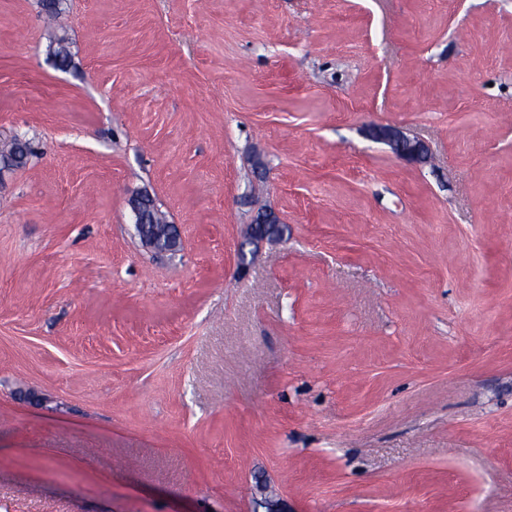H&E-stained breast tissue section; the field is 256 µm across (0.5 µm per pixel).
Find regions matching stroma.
Masks as SVG:
<instances>
[{"instance_id":"1","label":"stroma","mask_w":512,"mask_h":512,"mask_svg":"<svg viewBox=\"0 0 512 512\" xmlns=\"http://www.w3.org/2000/svg\"><path fill=\"white\" fill-rule=\"evenodd\" d=\"M15 134L0 512H512V0H0ZM375 136L387 142L394 153L409 159H422L426 153L424 145L406 137L399 130L391 127H380L375 130ZM32 150L28 141H20L18 135L0 144V169L20 170L27 166ZM138 206L143 212L141 224H147L150 230L153 231L157 237H161L165 232V228L169 224L165 214L158 209L153 199L150 197H146L144 200L139 201Z\"/></svg>"}]
</instances>
